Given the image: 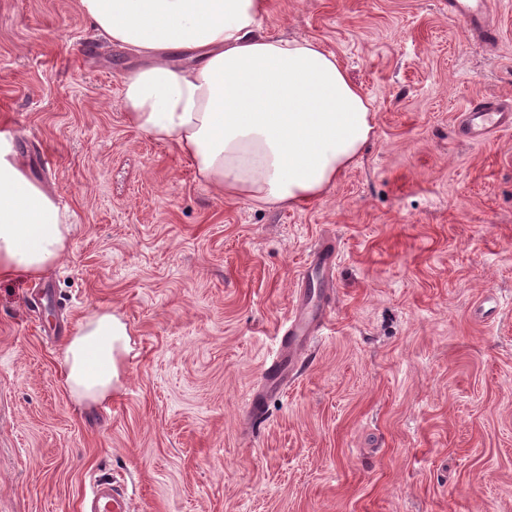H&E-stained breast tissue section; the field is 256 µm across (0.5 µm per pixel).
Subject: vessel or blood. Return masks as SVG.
<instances>
[{
  "label": "vessel or blood",
  "mask_w": 512,
  "mask_h": 512,
  "mask_svg": "<svg viewBox=\"0 0 512 512\" xmlns=\"http://www.w3.org/2000/svg\"><path fill=\"white\" fill-rule=\"evenodd\" d=\"M448 13L463 21L483 42L491 44L496 41L497 30L489 19L486 0H448ZM511 125L512 106L490 100L470 102L460 122L463 134L473 141L483 139L494 129ZM336 258L335 248L324 244L311 254L309 267L328 276L336 266ZM324 316L325 311L321 306L303 301L283 332L282 351L266 369L264 393L252 394L248 400V409L253 418H260L263 413L265 393L280 390L299 373L303 351ZM80 512H129L126 487L113 486L108 476H101L93 484L90 497L83 499Z\"/></svg>",
  "instance_id": "vessel-or-blood-1"
}]
</instances>
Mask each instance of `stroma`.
<instances>
[{
    "label": "stroma",
    "instance_id": "obj_1",
    "mask_svg": "<svg viewBox=\"0 0 512 512\" xmlns=\"http://www.w3.org/2000/svg\"><path fill=\"white\" fill-rule=\"evenodd\" d=\"M489 10L487 46L448 0H267L262 32L318 41L375 112L335 185L288 207L130 126L138 61L75 0H0V127L72 226L56 267L0 281V512H77L101 474L130 512H512V127L458 126L512 103V0ZM327 240V319L249 421ZM97 307L130 350L111 401L79 404L60 350ZM511 112L512 106L500 101L470 102L462 114V133L472 141H479L493 129L511 126ZM336 258L335 248L329 244H323L311 254L308 270L321 271L329 282L330 275L336 266Z\"/></svg>",
    "mask_w": 512,
    "mask_h": 512
}]
</instances>
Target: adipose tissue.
I'll list each match as a JSON object with an SVG mask.
<instances>
[{"label": "adipose tissue", "mask_w": 512, "mask_h": 512, "mask_svg": "<svg viewBox=\"0 0 512 512\" xmlns=\"http://www.w3.org/2000/svg\"><path fill=\"white\" fill-rule=\"evenodd\" d=\"M89 26L140 59L123 80L128 123L174 144L218 192L296 206L323 196L374 129L369 99L335 55L257 25L266 0H77ZM188 52V65L173 63ZM70 248L68 217L0 135V279H35ZM128 331L111 308L80 321L61 352L78 403L121 385Z\"/></svg>", "instance_id": "adipose-tissue-1"}]
</instances>
